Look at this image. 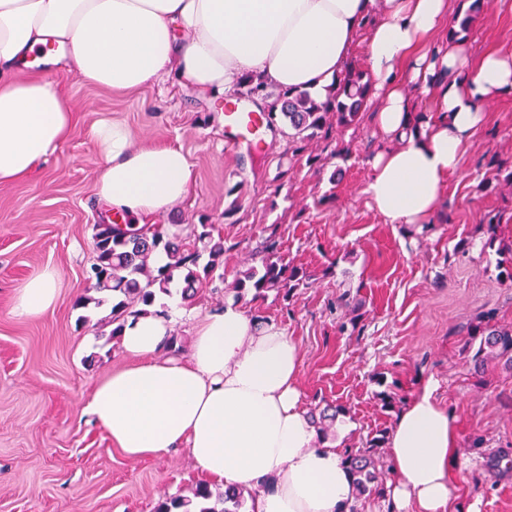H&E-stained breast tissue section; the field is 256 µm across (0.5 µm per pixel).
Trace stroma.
<instances>
[{
	"mask_svg": "<svg viewBox=\"0 0 512 512\" xmlns=\"http://www.w3.org/2000/svg\"><path fill=\"white\" fill-rule=\"evenodd\" d=\"M474 54L512 53V0H483L468 31ZM48 76L72 102L68 139L36 174L0 185V512H155L202 474L186 450L132 460L114 448L85 405L96 385L133 363L110 335L108 308H78L96 259L95 227L110 223L97 196L100 150L89 130L125 124L135 145L180 147L193 172L189 196L153 216L182 235L212 225L224 238L226 284L254 265L267 236L304 274L299 286L255 294L241 305L282 326L303 357L306 409L340 407L326 433L358 449L391 432L427 381L457 418L458 463L450 512H512V370L498 361L475 373L467 330L483 317L512 325V285L496 268L512 247V191L497 163L512 167V95L487 102L431 223L387 224L363 189L381 145L371 116L309 144L320 163L288 150L276 122L262 154L224 143V102L175 77L133 91L89 84L65 63L22 69ZM498 216L495 235L486 220ZM61 274L53 311L21 318L13 296L36 269ZM201 289L164 353L185 355L197 315L223 306ZM398 397L383 409L381 396Z\"/></svg>",
	"mask_w": 512,
	"mask_h": 512,
	"instance_id": "obj_1",
	"label": "stroma"
}]
</instances>
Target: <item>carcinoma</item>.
<instances>
[{"label":"carcinoma","instance_id":"1","mask_svg":"<svg viewBox=\"0 0 512 512\" xmlns=\"http://www.w3.org/2000/svg\"><path fill=\"white\" fill-rule=\"evenodd\" d=\"M239 88L247 97L259 98L266 103L269 124H274L279 117L286 121L290 130L288 151L294 156H301L313 139L329 136L335 127L345 129L359 122L370 91V80L351 62L340 76L334 92L322 102L316 101L307 91L280 89L272 92L269 84L249 75L240 79ZM201 228V232L191 237L169 232L159 224L139 229H125L120 224H113L107 235L95 233L96 262L92 267L90 289L106 293L112 299L110 319L115 324L112 335L119 334L128 318L153 305L156 293H168L174 272L178 270L185 272L184 299L195 297L198 289L208 288L217 280L224 281V275H215L224 255V238H214L205 224ZM278 246L279 243L272 239L261 244L255 251L259 265L250 267L236 279V293L252 288L259 295L265 290L302 280L299 270L274 259ZM205 253L208 254V262L200 273L196 266ZM469 336L478 342L471 357L475 371H481L490 356L512 369L511 326L495 325L488 319L471 327ZM383 444L384 439L377 437L371 439L364 450L346 452L345 463L361 496L385 497L377 468V449ZM211 498L210 485L201 482L188 495L162 499L155 512H245L244 495L239 489L224 490V508L220 510L209 506Z\"/></svg>","mask_w":512,"mask_h":512}]
</instances>
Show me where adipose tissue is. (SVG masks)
Listing matches in <instances>:
<instances>
[{
  "label": "adipose tissue",
  "mask_w": 512,
  "mask_h": 512,
  "mask_svg": "<svg viewBox=\"0 0 512 512\" xmlns=\"http://www.w3.org/2000/svg\"><path fill=\"white\" fill-rule=\"evenodd\" d=\"M0 0V184L30 177L69 137L73 108L52 80H18L19 62L54 63L68 48L81 79L130 91L177 74L183 84L231 97L241 76L326 100L367 33V98L383 145L370 158L364 193L390 224H427L448 190L486 101L512 93V54L471 59L454 32L467 0ZM434 108L417 120L411 90ZM90 136L101 150L97 194L133 224L189 193L188 158L173 146L137 148L122 123L101 120ZM60 274L44 267L17 290L13 310L55 307ZM179 297L128 319L121 336L132 365L93 390L84 410L132 459L187 449L210 480L261 493L248 512H350L357 500L341 448L310 421L299 388L298 345L241 305L201 318L187 357H161ZM426 383L400 413L387 456L396 512H448L457 461L454 415Z\"/></svg>",
  "instance_id": "ef3b65f1"
}]
</instances>
